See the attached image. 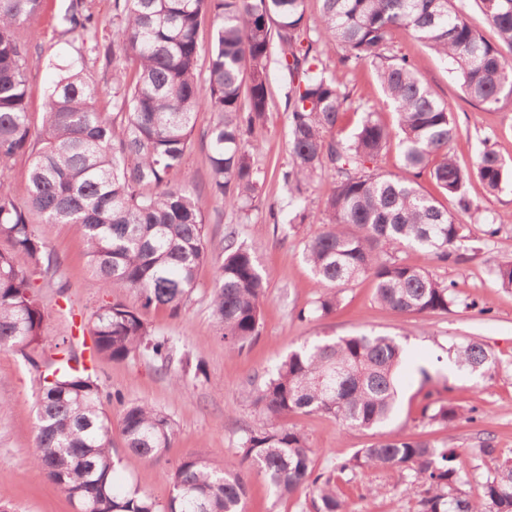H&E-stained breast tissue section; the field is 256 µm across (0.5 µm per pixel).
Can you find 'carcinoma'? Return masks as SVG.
<instances>
[{
	"label": "carcinoma",
	"mask_w": 512,
	"mask_h": 512,
	"mask_svg": "<svg viewBox=\"0 0 512 512\" xmlns=\"http://www.w3.org/2000/svg\"><path fill=\"white\" fill-rule=\"evenodd\" d=\"M44 0H0V164L29 151L28 66ZM321 26L304 27L305 0H112V116L100 108L98 90L75 64L62 69L44 102L43 145L28 168L29 196L18 203L0 182V347L36 356L47 348L60 358L40 373L37 448L33 463L88 512H243L245 476H263L281 496L309 498L311 512H348L334 475L396 466L422 487L419 512H512V458L486 443L481 493L462 490L467 475L453 449L435 439L382 433L365 448L313 475L304 434L274 426L250 431L224 468L206 454L181 460L172 494L158 504L138 488L113 483L112 418L105 403L121 407L127 451L145 459L161 456L174 434L166 413L119 394H103L90 368L64 344L42 334L44 311L34 275L53 277L58 264L34 225L69 224L84 239L99 286L112 301L82 326L92 336V357L122 362L145 353L170 370L176 347L152 329L121 297L138 293L144 309L181 311L196 288L197 271L216 261L210 309L230 352H242L261 331L268 282L252 252L231 231L214 247L205 218L182 176L197 114H215L203 137L209 147L210 189L221 207L245 208L259 183L251 162L257 145L250 130L267 120L270 45L278 40L288 72L289 155L282 181L302 202L303 186L329 170L335 179L325 201L322 229L304 257L323 288L298 316H325L341 301L342 286L360 277L375 281L377 303L403 315L446 314L470 307L423 265H407L393 251L412 246L424 258L457 263L471 236L457 219L473 203L467 183L478 178L491 194L502 190L508 163L485 148L472 169H462L451 145L459 129L452 112L423 82L418 64L391 52L393 30L404 28L434 54L450 61L466 95L488 112L512 99V0H480L497 33L491 43L473 24L464 4L453 0H320ZM210 18L214 40L207 75L198 69L197 30ZM61 24L97 42L99 20L87 0H69ZM341 45L342 63L368 62L376 69L393 107L397 128L363 110L356 132L338 127L353 102L322 56ZM398 137L401 166L395 174L369 167ZM453 208L417 188L424 170ZM454 364L482 377L498 365L482 343L448 346ZM405 356L394 336L361 333L305 343L291 351L254 396L268 418L302 411L320 413L350 429L374 430L392 416L397 371ZM431 423L450 427L463 417L441 404L423 407Z\"/></svg>",
	"instance_id": "obj_1"
}]
</instances>
